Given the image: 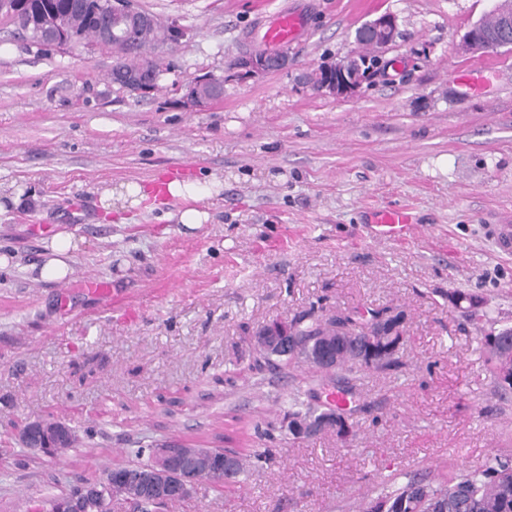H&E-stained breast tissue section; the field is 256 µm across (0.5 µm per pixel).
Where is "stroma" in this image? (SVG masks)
Masks as SVG:
<instances>
[{
    "label": "stroma",
    "mask_w": 512,
    "mask_h": 512,
    "mask_svg": "<svg viewBox=\"0 0 512 512\" xmlns=\"http://www.w3.org/2000/svg\"><path fill=\"white\" fill-rule=\"evenodd\" d=\"M136 2L186 31L144 96L111 82L107 50H41L0 23V185L21 195L0 201V512L140 448L223 445L233 417L256 454L238 487L202 482L168 512H359L389 479L512 455V394L480 343L512 325V254L488 230L512 225V46L464 44L494 0ZM288 7L307 17L289 68L234 77L254 27ZM384 12L399 24L385 70L350 97L319 93L308 75L362 53L356 29ZM204 75L223 97L188 106ZM171 175L196 199L171 196ZM192 206L207 221L180 223ZM390 209L406 235H376ZM59 233L70 271L48 280ZM453 291L482 299L481 323ZM362 304L405 314L398 367L363 374L352 441L292 440L290 394L314 372L253 368L252 330ZM37 420L78 443L57 458L24 447Z\"/></svg>",
    "instance_id": "35a3bbf8"
}]
</instances>
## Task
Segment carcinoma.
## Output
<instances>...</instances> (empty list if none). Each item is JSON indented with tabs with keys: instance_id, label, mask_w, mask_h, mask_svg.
I'll list each match as a JSON object with an SVG mask.
<instances>
[{
	"instance_id": "obj_1",
	"label": "carcinoma",
	"mask_w": 512,
	"mask_h": 512,
	"mask_svg": "<svg viewBox=\"0 0 512 512\" xmlns=\"http://www.w3.org/2000/svg\"><path fill=\"white\" fill-rule=\"evenodd\" d=\"M22 10L18 19H10L19 33L31 44L40 48L50 46L47 34L34 26L28 25L29 18L38 13L70 12L72 31L64 40L66 47L76 50L80 47L102 46L112 52V69L137 72L148 65L162 71L161 54L178 38L171 36V24L155 19V26L145 29L132 46L118 42L100 40L97 28L103 21V15L88 8L69 11L71 0H19ZM383 310L365 306L337 312L338 320L351 323L359 328L356 339H365L364 329L381 314ZM287 332L294 341L302 346L303 352L288 357L276 351L261 354L256 365L264 363L277 367L279 364L307 363L304 353L317 348L319 337L325 334L323 316L311 310L293 316L287 322ZM512 339V327L505 326L482 338V345L489 354V372L498 387L504 391L512 390V346L507 341ZM398 366V360L388 356L384 363L374 366L369 363L355 364L346 355H341L339 371H318L320 384L317 388L296 389L291 395V414L295 416H312L318 413L320 401H329L331 390H338L350 397H355L360 373L366 370L384 372ZM48 428L64 427L68 429V438L60 443H53L44 449V454L57 457L72 448L77 436L73 428L59 420L46 422ZM189 459L204 477L219 488L228 489L240 483V475L247 470L243 456H238L234 479L224 481V449L189 448ZM151 461L119 465L106 470L97 479H82L72 485L68 492L49 501L46 512H70V504L78 495L83 484L93 483L99 486V493L84 499L82 512H112V500L123 496L133 502L139 497L133 479ZM363 512H512V458L498 455L481 467L466 473H455L449 477L435 479L428 476L410 475L404 483L389 481L382 486L375 498L370 500Z\"/></svg>"
}]
</instances>
